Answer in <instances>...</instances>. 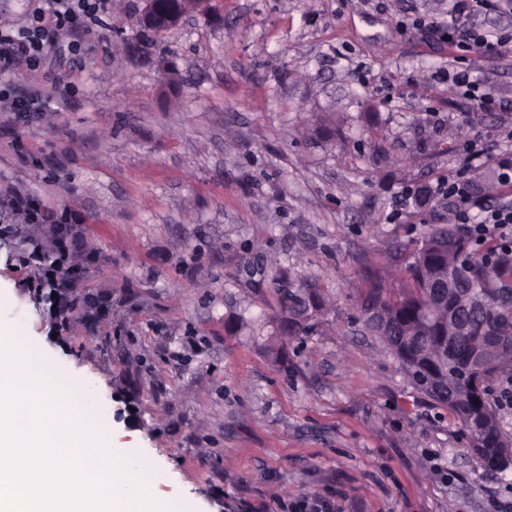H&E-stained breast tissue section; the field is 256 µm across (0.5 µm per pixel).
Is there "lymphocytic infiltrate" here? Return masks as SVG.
<instances>
[{
    "label": "lymphocytic infiltrate",
    "instance_id": "1",
    "mask_svg": "<svg viewBox=\"0 0 512 512\" xmlns=\"http://www.w3.org/2000/svg\"><path fill=\"white\" fill-rule=\"evenodd\" d=\"M111 8L112 0H41L22 26L0 25V112L7 121L38 117L50 102L41 87L20 85L22 71L43 69L53 57L83 56L85 36ZM506 9L512 11V0H452L447 20L419 18L412 25L442 33L449 47L463 55L491 58L502 55L512 43V32L486 28L477 18ZM439 191L452 205L454 222L467 225L472 237L512 240V201H491L461 176L449 177ZM9 204L41 229L43 237L31 243L28 259L42 284L54 294L55 319L61 328H68L77 310L73 286L66 277L72 249L81 241L76 225L58 211L36 203L18 187L12 188Z\"/></svg>",
    "mask_w": 512,
    "mask_h": 512
}]
</instances>
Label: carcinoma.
<instances>
[{
	"instance_id": "carcinoma-1",
	"label": "carcinoma",
	"mask_w": 512,
	"mask_h": 512,
	"mask_svg": "<svg viewBox=\"0 0 512 512\" xmlns=\"http://www.w3.org/2000/svg\"><path fill=\"white\" fill-rule=\"evenodd\" d=\"M400 278L376 274L373 286L357 299L366 326L400 362L413 386L461 424L482 420L471 434V452L485 474L500 473L493 448H512L500 426L491 384L512 378V243L475 242L458 224L431 225ZM278 315L290 336L306 335L324 305L315 283L280 284ZM453 336L448 357L465 361L482 340L497 336L501 351L480 371L460 377L439 361L441 337Z\"/></svg>"
}]
</instances>
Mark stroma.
Instances as JSON below:
<instances>
[{
	"label": "stroma",
	"mask_w": 512,
	"mask_h": 512,
	"mask_svg": "<svg viewBox=\"0 0 512 512\" xmlns=\"http://www.w3.org/2000/svg\"><path fill=\"white\" fill-rule=\"evenodd\" d=\"M142 0H112L75 85L27 124L0 122V190L83 221L87 320L59 331L0 209V317L91 387L120 442L195 512H488L512 502L447 410L410 384L354 300L369 268L410 262L450 221L436 187L459 145L500 192L512 145V57L475 63L497 104L449 87L455 51L398 21L444 18L448 0H209L153 54L133 51ZM319 279L332 300L305 336H283L274 270Z\"/></svg>",
	"instance_id": "obj_1"
}]
</instances>
